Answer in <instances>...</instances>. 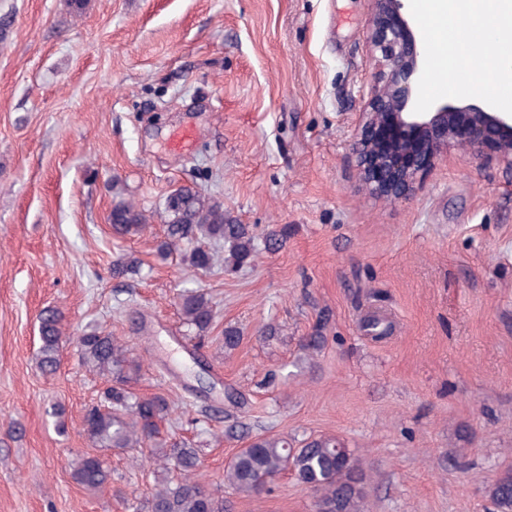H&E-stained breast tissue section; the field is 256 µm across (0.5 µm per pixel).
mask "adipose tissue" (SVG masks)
<instances>
[{"instance_id": "1", "label": "adipose tissue", "mask_w": 512, "mask_h": 512, "mask_svg": "<svg viewBox=\"0 0 512 512\" xmlns=\"http://www.w3.org/2000/svg\"><path fill=\"white\" fill-rule=\"evenodd\" d=\"M411 6L423 19L428 38L448 37L442 52L432 58L436 78L448 91L456 89L448 73L454 70L455 53L460 50L481 62L501 93H512V66L505 62L512 42L498 31L500 17L512 13V0H485L484 8L472 16L459 14L456 0H411Z\"/></svg>"}]
</instances>
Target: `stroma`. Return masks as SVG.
Returning a JSON list of instances; mask_svg holds the SVG:
<instances>
[{"mask_svg": "<svg viewBox=\"0 0 512 512\" xmlns=\"http://www.w3.org/2000/svg\"><path fill=\"white\" fill-rule=\"evenodd\" d=\"M0 25V512H138L153 488L129 451L106 453L103 491L72 477L106 385L75 347L94 328L140 362L137 395L168 398L161 435L200 448L209 484L255 434L335 435L367 476L365 512H492L487 488L512 471V171L454 147L407 198L361 185L367 0H87L79 14L0 0ZM185 127L200 137L174 150ZM182 185L234 223L287 226L286 245L238 271L160 255ZM121 201L148 216L141 234L113 236ZM127 258L139 274L113 277ZM185 289L216 311L199 349L177 313ZM47 308L64 315L53 376L37 367ZM317 327L311 357L301 340ZM225 499L315 501L290 474Z\"/></svg>", "mask_w": 512, "mask_h": 512, "instance_id": "1", "label": "stroma"}]
</instances>
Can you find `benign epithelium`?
<instances>
[{"label": "benign epithelium", "instance_id": "obj_1", "mask_svg": "<svg viewBox=\"0 0 512 512\" xmlns=\"http://www.w3.org/2000/svg\"><path fill=\"white\" fill-rule=\"evenodd\" d=\"M367 43L378 62L372 83L360 89L367 98L354 147L361 181L372 194L403 199L419 175L432 169L461 143L478 163L495 161L512 170V113L488 105L448 102L420 105L425 44L405 0H368Z\"/></svg>", "mask_w": 512, "mask_h": 512}]
</instances>
